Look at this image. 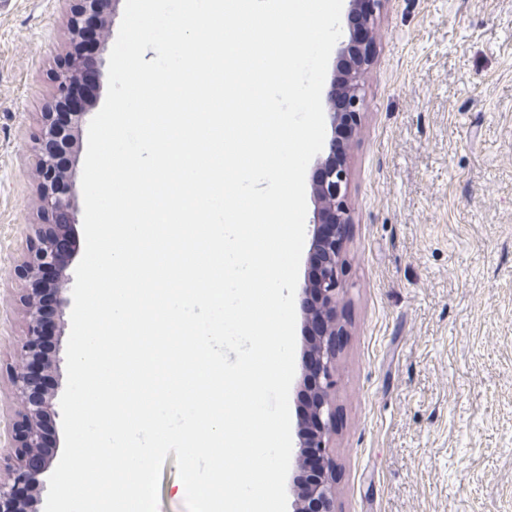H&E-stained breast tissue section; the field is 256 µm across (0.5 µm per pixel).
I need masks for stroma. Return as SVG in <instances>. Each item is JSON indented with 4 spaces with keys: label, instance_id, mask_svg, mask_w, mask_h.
<instances>
[{
    "label": "stroma",
    "instance_id": "stroma-1",
    "mask_svg": "<svg viewBox=\"0 0 512 512\" xmlns=\"http://www.w3.org/2000/svg\"><path fill=\"white\" fill-rule=\"evenodd\" d=\"M69 0H0V405ZM347 149L336 512H512V0H386Z\"/></svg>",
    "mask_w": 512,
    "mask_h": 512
}]
</instances>
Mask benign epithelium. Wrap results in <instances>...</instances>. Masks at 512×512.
<instances>
[{
    "label": "benign epithelium",
    "instance_id": "obj_1",
    "mask_svg": "<svg viewBox=\"0 0 512 512\" xmlns=\"http://www.w3.org/2000/svg\"><path fill=\"white\" fill-rule=\"evenodd\" d=\"M69 18L72 34L81 31L85 18L93 13L101 16V35L110 36V24L104 18L107 0H74ZM386 0H349L350 13L362 20L361 32L344 35L342 53L351 59L347 67L337 65V74L325 97V123L332 129L345 125L357 130L361 121L365 74L371 62L377 37V21ZM102 61L96 57L66 54L54 74L55 99L35 134L34 177L38 183V216L27 251L14 267V275L22 285L21 318L23 339L14 361L8 366V378L15 404L13 418L6 429L7 441L0 448V512H25L31 501L43 493L42 475L52 460L41 451L44 438L41 421L52 406L54 394L36 391L40 374L54 368L55 361L40 352L44 336L41 295L52 292L56 305H68L67 274L73 251L68 242L79 223L75 199L57 191V185L73 178V171L58 163V149L66 131L56 119L60 103L71 100L73 129L79 131L85 117L95 107L94 99H70L72 84L80 78L100 83ZM329 154L318 160L323 172L312 185V250L325 260L317 264L314 276H305L298 287L299 306L304 322L319 328L309 339L308 358L313 365L303 377L310 403L301 412L298 443L291 456L298 472H303L306 457L317 456L319 467L308 480L298 485L294 512H335V462L332 454L336 429V372L338 339L345 330L338 318V308L345 292L344 269L340 255L350 233L348 206L349 171L347 163L336 161V144L328 146Z\"/></svg>",
    "mask_w": 512,
    "mask_h": 512
}]
</instances>
